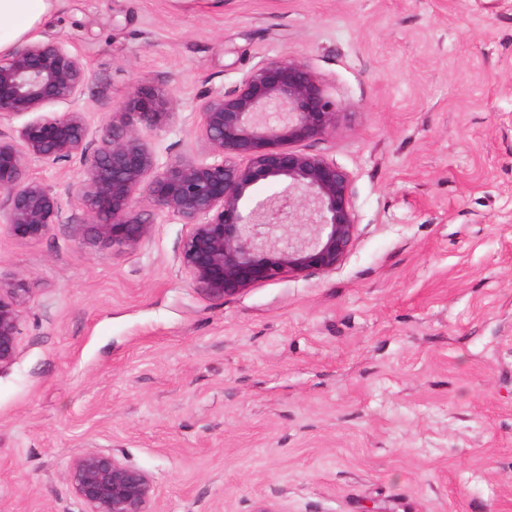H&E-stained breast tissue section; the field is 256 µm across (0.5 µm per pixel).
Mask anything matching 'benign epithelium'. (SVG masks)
<instances>
[{
    "label": "benign epithelium",
    "instance_id": "benign-epithelium-1",
    "mask_svg": "<svg viewBox=\"0 0 512 512\" xmlns=\"http://www.w3.org/2000/svg\"><path fill=\"white\" fill-rule=\"evenodd\" d=\"M89 77L81 55L34 40L0 54V117L20 118L71 102ZM339 106L301 59L260 61L235 89L200 108L204 160L158 162L141 130L176 119L170 94L143 77L107 113L95 144L79 110L41 115L0 135V225L36 241L59 223L57 197L29 172L33 159H75V194L92 243L132 251L147 241L156 217L187 226L178 262L192 286L211 298L241 294L284 277L335 271L358 236L349 174L304 145L336 128ZM266 185L273 192L259 197ZM23 289L0 285V371L18 353ZM68 482L86 512H154L151 475L110 452L72 461Z\"/></svg>",
    "mask_w": 512,
    "mask_h": 512
}]
</instances>
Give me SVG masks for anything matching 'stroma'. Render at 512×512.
Listing matches in <instances>:
<instances>
[{"mask_svg":"<svg viewBox=\"0 0 512 512\" xmlns=\"http://www.w3.org/2000/svg\"><path fill=\"white\" fill-rule=\"evenodd\" d=\"M90 77L91 128L140 76L178 117L159 161L205 159L199 110L261 60L340 106L313 143L351 176L359 235L331 273L212 299L178 220L81 246L75 161L29 164L61 218L0 228L22 282L0 371V512H85L86 451L149 472L155 512H512V0H59L33 33Z\"/></svg>","mask_w":512,"mask_h":512,"instance_id":"obj_1","label":"stroma"}]
</instances>
